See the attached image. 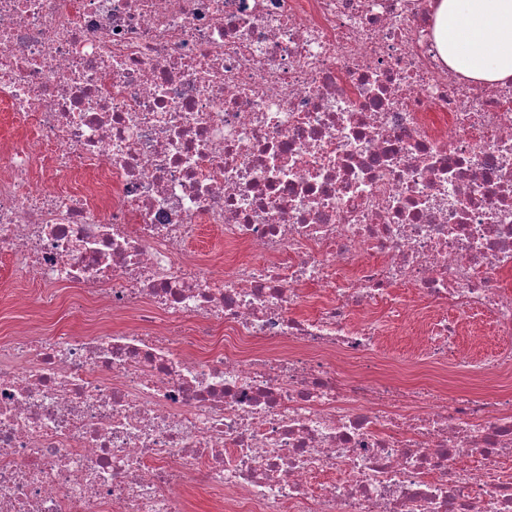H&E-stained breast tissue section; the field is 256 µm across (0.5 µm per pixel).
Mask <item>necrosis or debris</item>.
<instances>
[{
  "instance_id": "4bbe7bcc",
  "label": "necrosis or debris",
  "mask_w": 512,
  "mask_h": 512,
  "mask_svg": "<svg viewBox=\"0 0 512 512\" xmlns=\"http://www.w3.org/2000/svg\"><path fill=\"white\" fill-rule=\"evenodd\" d=\"M435 5L0 0V250L98 320L0 338V512H512V82ZM388 317L483 390L352 379ZM192 248L208 254L215 269H223L224 260L229 257L224 253V237L213 224L204 225L200 238ZM468 334L458 337L457 346L475 359L489 357L502 346L509 343L508 340L498 336L494 325L488 318H476L469 328ZM193 503L192 512H224V491L200 489L194 494Z\"/></svg>"
}]
</instances>
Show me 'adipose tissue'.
Listing matches in <instances>:
<instances>
[{"instance_id": "adipose-tissue-1", "label": "adipose tissue", "mask_w": 512, "mask_h": 512, "mask_svg": "<svg viewBox=\"0 0 512 512\" xmlns=\"http://www.w3.org/2000/svg\"><path fill=\"white\" fill-rule=\"evenodd\" d=\"M434 38L459 74L483 83L512 80V0H440Z\"/></svg>"}]
</instances>
